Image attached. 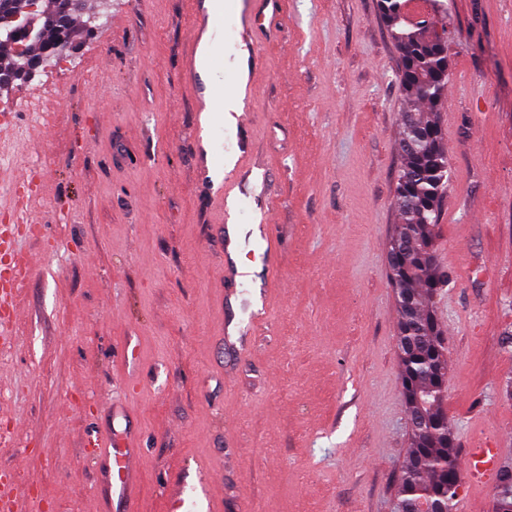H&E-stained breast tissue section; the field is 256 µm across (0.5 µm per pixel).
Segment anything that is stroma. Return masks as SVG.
<instances>
[{
  "label": "stroma",
  "mask_w": 512,
  "mask_h": 512,
  "mask_svg": "<svg viewBox=\"0 0 512 512\" xmlns=\"http://www.w3.org/2000/svg\"><path fill=\"white\" fill-rule=\"evenodd\" d=\"M210 2L112 0L76 67L0 92L19 107L0 142L41 130L0 153V186L48 175L17 239L39 270L0 349V467L29 486L24 512H96L85 445L115 400L140 450L139 512L177 495L187 512H394L409 446L388 262L399 51L379 0H284L266 41L246 28L250 0ZM426 11L448 33V418L461 450L501 437L512 461V0ZM200 23L224 41L214 85L184 70ZM234 90L235 125L210 121ZM267 214L286 290L239 357L221 343L224 227L251 236Z\"/></svg>",
  "instance_id": "1"
}]
</instances>
